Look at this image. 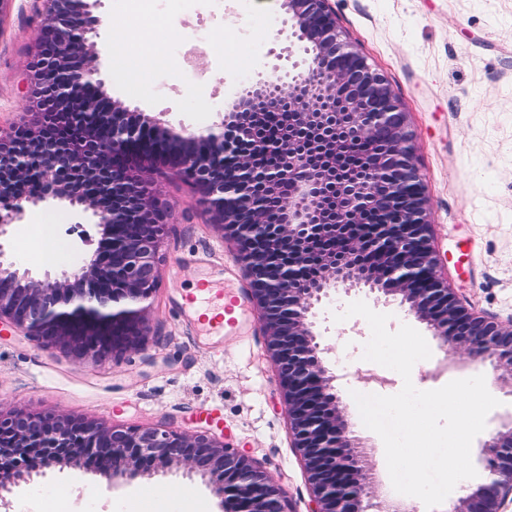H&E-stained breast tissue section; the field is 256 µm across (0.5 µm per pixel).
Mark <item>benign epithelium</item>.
I'll use <instances>...</instances> for the list:
<instances>
[{
	"instance_id": "1",
	"label": "benign epithelium",
	"mask_w": 512,
	"mask_h": 512,
	"mask_svg": "<svg viewBox=\"0 0 512 512\" xmlns=\"http://www.w3.org/2000/svg\"><path fill=\"white\" fill-rule=\"evenodd\" d=\"M36 63L27 74L39 119L0 126V237L40 203H66L101 229L78 269L36 279L1 260L0 325L76 361L106 362L143 347L170 210L152 179L159 162L197 194L231 237L261 311L285 411L311 485L309 512H365L370 477L330 393L315 305L340 285L398 296L452 351L512 377V322L460 304L438 273L405 112L384 80L341 38L329 0H284L309 77L257 81L218 129L171 132L132 119L103 93L88 34L93 0H41ZM285 112V131H267ZM67 127L72 134L60 137ZM371 215L381 224L360 234ZM486 478L449 512H506L512 503V422L483 445ZM53 464L113 484L181 465L209 478L224 512H288L282 490L207 432L131 428L18 410L0 416V503Z\"/></svg>"
}]
</instances>
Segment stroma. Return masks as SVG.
<instances>
[{
    "instance_id": "1",
    "label": "stroma",
    "mask_w": 512,
    "mask_h": 512,
    "mask_svg": "<svg viewBox=\"0 0 512 512\" xmlns=\"http://www.w3.org/2000/svg\"><path fill=\"white\" fill-rule=\"evenodd\" d=\"M38 0H11L0 21V126L29 119L35 104L23 87L40 16ZM343 36L380 73L407 114L416 146L439 273L478 315L512 320V0H330ZM135 0H99L92 40L105 91L130 112L159 118L189 132L208 130L234 110L246 81L308 71L283 0H180L159 36L179 44L144 80L124 79L132 58L112 52L113 27L138 15ZM235 35L233 54L215 51L188 60L198 35ZM155 177L172 217L160 252V277L151 299V335L144 349L105 363L78 362L61 350L0 327V411L53 412L124 427L193 434L207 430L249 455L285 493L290 512H308L311 490L292 446L275 365L262 334L261 312L232 243L210 223L194 190L156 166ZM0 238L8 261L33 276L73 271L90 257L100 230L64 204L28 211ZM54 227L59 259L45 262L30 246L43 225ZM220 281L239 298L240 335H205L188 317L196 285ZM364 301L426 339L431 366L414 379L433 390L455 379L484 376L499 405L471 447L483 471L482 445L512 422V382L490 363L452 366L449 348L399 298L369 288L337 290L317 312L313 331L335 373V393L349 417L352 438L377 482L386 478L377 438L359 427L353 392L393 395L401 376L363 360L370 337L359 316L337 321L348 304ZM6 512H222L206 478L171 466L130 483L105 487L100 476L73 465L44 469L8 495Z\"/></svg>"
}]
</instances>
